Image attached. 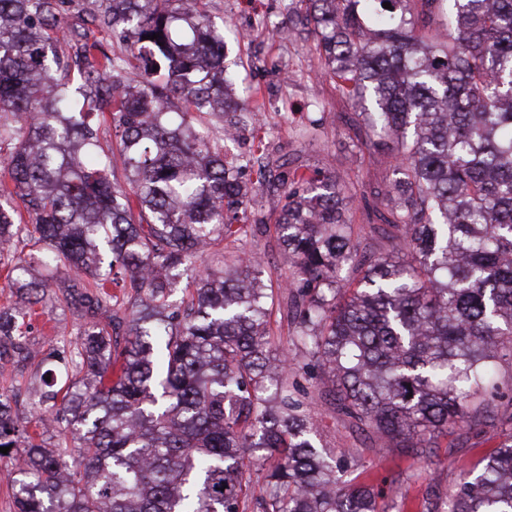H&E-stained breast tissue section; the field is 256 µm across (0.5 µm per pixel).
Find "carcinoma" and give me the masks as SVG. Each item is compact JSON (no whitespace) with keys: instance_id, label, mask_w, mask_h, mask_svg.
I'll list each match as a JSON object with an SVG mask.
<instances>
[{"instance_id":"carcinoma-1","label":"carcinoma","mask_w":512,"mask_h":512,"mask_svg":"<svg viewBox=\"0 0 512 512\" xmlns=\"http://www.w3.org/2000/svg\"><path fill=\"white\" fill-rule=\"evenodd\" d=\"M63 2L0 0V257L24 237L38 247L7 271L22 306L0 310V348L64 368L32 390L39 433L0 392L16 512H240L246 499L261 512H390L345 478L298 369L273 352L260 262L195 259L238 240L278 181L285 203L254 223L273 220L288 252L287 318L336 413L416 453L479 426L494 366L512 358V0H288L292 32L361 106L365 148L394 168L367 191L285 172L260 145L246 180L251 160L202 135L214 122L231 139L256 117L235 98L205 0H106L99 22L121 41L110 53L59 26ZM15 196L31 223L15 222ZM371 201V232L397 239L395 256L370 253L351 224ZM60 265L80 328L45 354L23 327L47 287L35 268ZM110 284L131 290L123 316ZM264 456L278 463L255 479ZM448 512H512V430L448 491Z\"/></svg>"}]
</instances>
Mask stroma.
<instances>
[{
    "label": "stroma",
    "mask_w": 512,
    "mask_h": 512,
    "mask_svg": "<svg viewBox=\"0 0 512 512\" xmlns=\"http://www.w3.org/2000/svg\"><path fill=\"white\" fill-rule=\"evenodd\" d=\"M283 4L284 0H206L211 20L230 25L242 37L230 51L231 57L241 61L236 92L257 115L255 124L235 141L225 142L224 131L217 126L208 129L209 139L225 143L229 154L242 158L252 157L262 142L286 168L329 171L346 182L358 176L373 185L392 180L388 162L370 161L367 152L356 147L354 133L343 121L352 105L332 80L323 77V62L312 43L285 31L268 35L267 26L282 19ZM235 248L261 255L264 280L277 283L289 272L288 255L274 231L248 236ZM73 324L71 311L56 303L54 289H47L30 323L27 344L50 350L68 338ZM39 375L35 364L17 363L11 349L0 351V389L15 392L21 411H28V392ZM497 379L502 390L488 404L484 431L458 430L440 439L426 457L398 448L372 449L363 434L336 414L327 385L316 377L303 379L302 384L313 399L310 414L324 442L348 459L349 477L381 489L390 512H448L444 492L464 472L475 469L503 431L512 429V359L499 363Z\"/></svg>",
    "instance_id": "35a3bbf8"
}]
</instances>
